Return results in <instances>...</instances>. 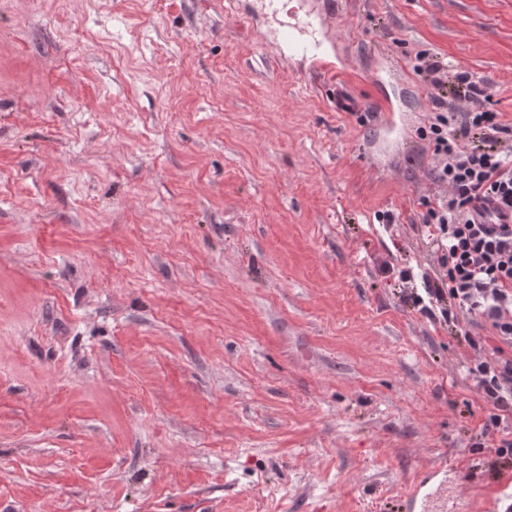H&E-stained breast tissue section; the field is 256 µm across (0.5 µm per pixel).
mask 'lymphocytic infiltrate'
<instances>
[{
  "label": "lymphocytic infiltrate",
  "instance_id": "lymphocytic-infiltrate-1",
  "mask_svg": "<svg viewBox=\"0 0 512 512\" xmlns=\"http://www.w3.org/2000/svg\"><path fill=\"white\" fill-rule=\"evenodd\" d=\"M412 71L428 89L430 113L419 134L429 141L433 175L445 196L425 200L426 222L444 270L435 297L483 320L497 344L473 342L478 357L469 372L493 406L512 401V121L488 108L485 86L447 58L418 52ZM462 90L469 107L444 99L447 85Z\"/></svg>",
  "mask_w": 512,
  "mask_h": 512
}]
</instances>
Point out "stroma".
I'll list each match as a JSON object with an SVG mask.
<instances>
[{
  "mask_svg": "<svg viewBox=\"0 0 512 512\" xmlns=\"http://www.w3.org/2000/svg\"><path fill=\"white\" fill-rule=\"evenodd\" d=\"M301 15L0 0V512H400L435 467L481 512L512 483L486 329L421 309L446 188L410 67L511 116L512 0H348L346 112L280 55Z\"/></svg>",
  "mask_w": 512,
  "mask_h": 512,
  "instance_id": "obj_1",
  "label": "stroma"
}]
</instances>
